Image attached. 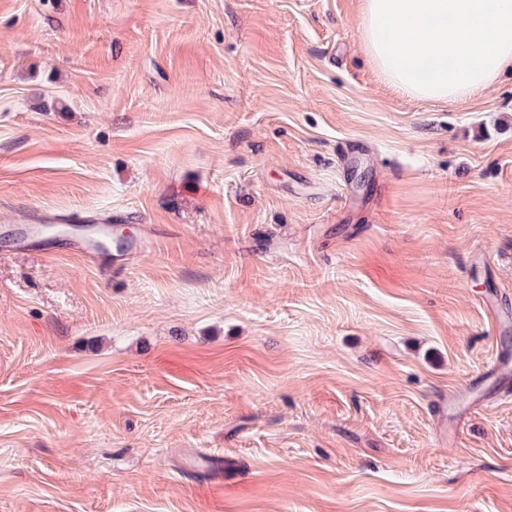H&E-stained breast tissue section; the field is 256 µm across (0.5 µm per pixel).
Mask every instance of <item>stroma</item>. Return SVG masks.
<instances>
[{
    "instance_id": "1",
    "label": "stroma",
    "mask_w": 512,
    "mask_h": 512,
    "mask_svg": "<svg viewBox=\"0 0 512 512\" xmlns=\"http://www.w3.org/2000/svg\"><path fill=\"white\" fill-rule=\"evenodd\" d=\"M362 0H0V512H512V70L412 98ZM4 236L10 238L14 244L15 250H30L39 243L38 233L35 229L25 225H5L2 228ZM87 229H90V231L81 234V238L73 247L75 252L84 258L100 260L104 259L107 255H109V251L107 247L102 244V227H100V225H95Z\"/></svg>"
}]
</instances>
